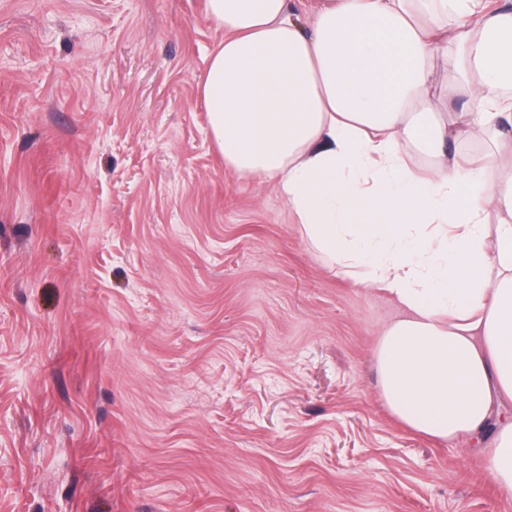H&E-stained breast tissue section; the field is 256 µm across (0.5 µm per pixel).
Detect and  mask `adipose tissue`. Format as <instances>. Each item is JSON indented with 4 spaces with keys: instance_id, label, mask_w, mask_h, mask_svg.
<instances>
[{
    "instance_id": "obj_1",
    "label": "adipose tissue",
    "mask_w": 512,
    "mask_h": 512,
    "mask_svg": "<svg viewBox=\"0 0 512 512\" xmlns=\"http://www.w3.org/2000/svg\"><path fill=\"white\" fill-rule=\"evenodd\" d=\"M224 165L400 309L375 349L406 428L487 442L512 497V10L491 0H206ZM454 80L433 85L436 63ZM488 141L470 158L458 145ZM430 159L414 167L415 154Z\"/></svg>"
}]
</instances>
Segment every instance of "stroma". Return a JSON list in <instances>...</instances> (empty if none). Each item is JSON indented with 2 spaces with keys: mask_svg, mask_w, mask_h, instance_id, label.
Listing matches in <instances>:
<instances>
[{
  "mask_svg": "<svg viewBox=\"0 0 512 512\" xmlns=\"http://www.w3.org/2000/svg\"><path fill=\"white\" fill-rule=\"evenodd\" d=\"M206 0H0V512H512L406 430L398 314L239 179Z\"/></svg>",
  "mask_w": 512,
  "mask_h": 512,
  "instance_id": "stroma-1",
  "label": "stroma"
}]
</instances>
